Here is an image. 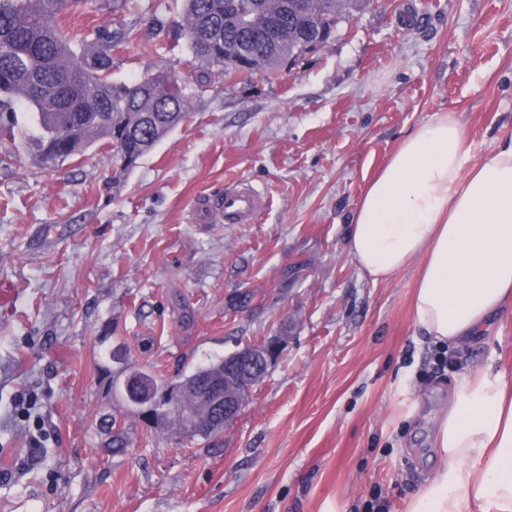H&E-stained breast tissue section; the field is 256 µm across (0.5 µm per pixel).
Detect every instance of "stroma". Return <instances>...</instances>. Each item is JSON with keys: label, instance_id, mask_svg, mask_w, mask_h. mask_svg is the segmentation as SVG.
<instances>
[{"label": "stroma", "instance_id": "35a3bbf8", "mask_svg": "<svg viewBox=\"0 0 512 512\" xmlns=\"http://www.w3.org/2000/svg\"><path fill=\"white\" fill-rule=\"evenodd\" d=\"M107 22L129 33L113 81L190 76L182 0L61 17ZM437 112L478 160L512 136V0H373L296 65L197 90L121 175L110 148L49 167L0 134V512H404L457 381L512 382V306L441 348L414 318L415 269L375 284L346 248L367 184ZM234 181L265 198L246 224L215 214ZM276 336L219 447L136 417L105 453L113 347L175 379Z\"/></svg>", "mask_w": 512, "mask_h": 512}]
</instances>
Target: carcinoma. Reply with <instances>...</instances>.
Segmentation results:
<instances>
[{
  "mask_svg": "<svg viewBox=\"0 0 512 512\" xmlns=\"http://www.w3.org/2000/svg\"><path fill=\"white\" fill-rule=\"evenodd\" d=\"M276 0L281 32L272 43L265 27L269 0H183V29L193 66L192 80L149 70L132 83H114L112 48L126 38L122 29L98 26L75 48L76 38L57 28L56 19L82 0H0V130L18 140L43 164L59 166L101 143L112 148L116 167L128 170L186 118L192 95L214 76L231 79L244 71H277L316 50L320 33L332 39L345 10L368 0ZM153 387L154 421L177 420L184 390L203 395L224 378L218 357L172 382L146 367L129 366ZM119 408L104 421L108 447H128L131 409L111 386Z\"/></svg>",
  "mask_w": 512,
  "mask_h": 512,
  "instance_id": "carcinoma-1",
  "label": "carcinoma"
}]
</instances>
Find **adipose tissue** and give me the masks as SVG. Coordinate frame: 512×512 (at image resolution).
<instances>
[{
    "mask_svg": "<svg viewBox=\"0 0 512 512\" xmlns=\"http://www.w3.org/2000/svg\"><path fill=\"white\" fill-rule=\"evenodd\" d=\"M346 247L373 283L417 265L426 336L454 346L512 303V138L476 161L453 112L403 137L353 212ZM439 464L405 512H512V385L474 369L432 434Z\"/></svg>",
    "mask_w": 512,
    "mask_h": 512,
    "instance_id": "ef3b65f1",
    "label": "adipose tissue"
}]
</instances>
